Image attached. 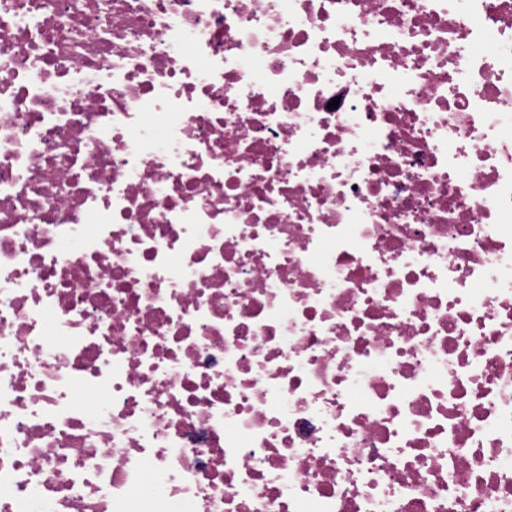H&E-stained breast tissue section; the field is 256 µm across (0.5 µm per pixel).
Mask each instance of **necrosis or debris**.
Instances as JSON below:
<instances>
[{"label": "necrosis or debris", "instance_id": "4bbe7bcc", "mask_svg": "<svg viewBox=\"0 0 512 512\" xmlns=\"http://www.w3.org/2000/svg\"><path fill=\"white\" fill-rule=\"evenodd\" d=\"M0 512H512V0H0Z\"/></svg>", "mask_w": 512, "mask_h": 512}]
</instances>
